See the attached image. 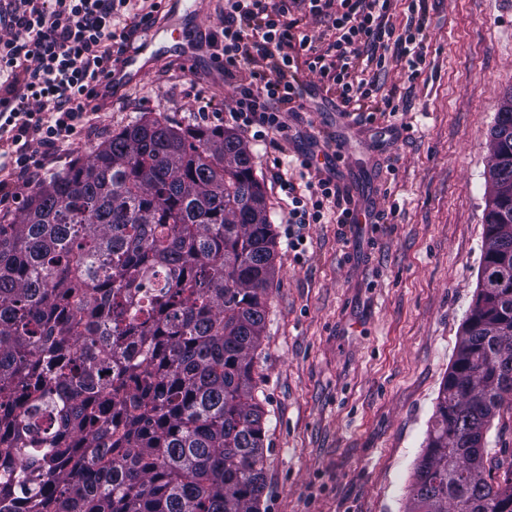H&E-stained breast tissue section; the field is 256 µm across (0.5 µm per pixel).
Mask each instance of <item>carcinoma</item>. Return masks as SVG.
Instances as JSON below:
<instances>
[{"label": "carcinoma", "instance_id": "obj_1", "mask_svg": "<svg viewBox=\"0 0 512 512\" xmlns=\"http://www.w3.org/2000/svg\"><path fill=\"white\" fill-rule=\"evenodd\" d=\"M490 143L481 275L407 512H512L487 441L512 417L511 91ZM276 246L240 137L150 114L0 224V512H260Z\"/></svg>", "mask_w": 512, "mask_h": 512}]
</instances>
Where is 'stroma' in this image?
<instances>
[{"label":"stroma","instance_id":"obj_1","mask_svg":"<svg viewBox=\"0 0 512 512\" xmlns=\"http://www.w3.org/2000/svg\"><path fill=\"white\" fill-rule=\"evenodd\" d=\"M185 36L209 42L224 0H183ZM426 65L415 81L389 64L374 77L400 112L365 122L339 116L318 74L299 76L308 99L284 115L283 151L246 139L277 234L278 275L258 366L265 398L266 488L261 512H406L440 385L480 278L489 132L512 91V0H426ZM237 92L207 65L165 56L113 96L72 145L52 151L42 179L89 159L144 113L181 126L222 128ZM348 123L355 143L325 166L375 219L339 237L306 230L303 255L285 231L276 171L323 152ZM41 179V180H42Z\"/></svg>","mask_w":512,"mask_h":512}]
</instances>
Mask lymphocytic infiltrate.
I'll return each mask as SVG.
<instances>
[{"mask_svg":"<svg viewBox=\"0 0 512 512\" xmlns=\"http://www.w3.org/2000/svg\"><path fill=\"white\" fill-rule=\"evenodd\" d=\"M159 0H0V198L17 182L38 177L41 151L71 143L89 127L114 53L125 52L133 19L147 22ZM392 0H224L220 32L210 42L224 73L246 69L228 110L235 127H261L273 149L286 125L283 112L300 97L298 75L308 70L333 87L343 108L396 116L394 94L365 78L366 67L402 63L415 81L426 63L424 0H410L403 29L390 21ZM330 16L336 38L323 43L299 29V15ZM287 192L288 222L297 232L293 249L305 241L303 228L322 223L354 224L359 210L333 178L307 181L304 192L279 178Z\"/></svg>","mask_w":512,"mask_h":512,"instance_id":"1","label":"lymphocytic infiltrate"}]
</instances>
